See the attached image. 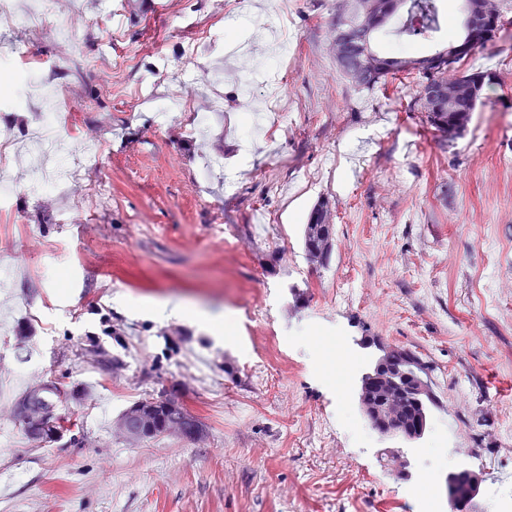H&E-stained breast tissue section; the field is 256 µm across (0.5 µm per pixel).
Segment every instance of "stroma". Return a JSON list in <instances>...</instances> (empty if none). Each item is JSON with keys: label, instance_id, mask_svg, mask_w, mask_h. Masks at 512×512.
I'll return each instance as SVG.
<instances>
[{"label": "stroma", "instance_id": "35a3bbf8", "mask_svg": "<svg viewBox=\"0 0 512 512\" xmlns=\"http://www.w3.org/2000/svg\"><path fill=\"white\" fill-rule=\"evenodd\" d=\"M122 2L104 25L94 0H60L45 33L0 30V65L27 43L52 88L0 104V141L51 109L101 151L54 191L40 175L70 156H5L18 192L0 211V266L15 268L0 277V512H420L421 481L451 512L457 468L481 474L482 512H503L512 25L477 50L499 84L445 147L408 110L414 87L359 93L338 72L339 0H163L136 15ZM260 22L274 25L264 40ZM58 26L84 37V55L51 37ZM128 55L136 66L113 72ZM214 155L223 170L207 169ZM322 198L335 235L316 267L303 228ZM159 305L229 314L235 328L218 337ZM315 332L344 341L348 403L306 341ZM382 344L428 368L420 440L361 437L359 381ZM51 378L81 421L38 444L13 402ZM162 397L205 424L202 441H123L118 415Z\"/></svg>", "mask_w": 512, "mask_h": 512}]
</instances>
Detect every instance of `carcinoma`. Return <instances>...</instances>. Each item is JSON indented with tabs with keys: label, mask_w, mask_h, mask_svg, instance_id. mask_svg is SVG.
I'll return each instance as SVG.
<instances>
[{
	"label": "carcinoma",
	"mask_w": 512,
	"mask_h": 512,
	"mask_svg": "<svg viewBox=\"0 0 512 512\" xmlns=\"http://www.w3.org/2000/svg\"><path fill=\"white\" fill-rule=\"evenodd\" d=\"M395 19L399 20L397 34L409 40L426 39L441 30L438 0H351L337 7L336 20L332 23L335 40L342 44L346 59V63H338L336 68L347 79L353 68L366 65L365 77L352 83L358 91L384 89L396 81H406L417 87L427 80L440 81L442 92L436 99L424 103L416 95L411 108L424 114L426 123L439 133L443 142L452 144L464 135L486 91L493 89L497 82H486L479 87L478 94L472 93L473 75L483 74L485 70L468 66L475 51L457 54V47L467 40V30L462 38L448 37L445 46L427 56L377 48L373 44L375 35ZM333 231L330 201L323 198L314 205L304 224V250L308 262L319 266L328 264L333 249ZM53 386L50 406L57 412L58 427L74 424L77 417L68 406V390L58 382ZM169 402L178 404V409L172 411L162 404L157 405L152 437L165 435L177 424L185 431L194 426L203 427L200 420L187 418L188 409L183 403L172 398Z\"/></svg>",
	"instance_id": "obj_1"
}]
</instances>
